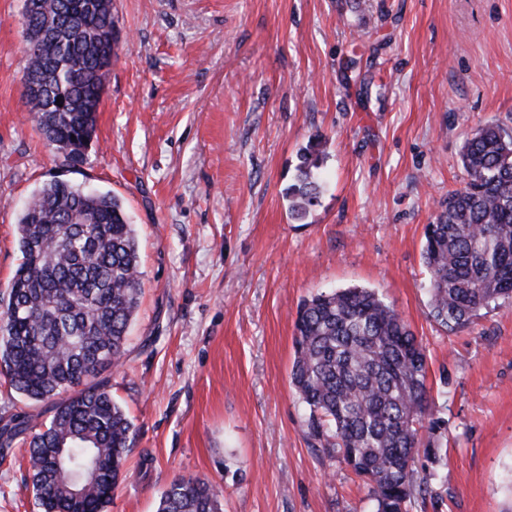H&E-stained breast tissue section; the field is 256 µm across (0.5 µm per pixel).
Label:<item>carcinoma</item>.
<instances>
[{"instance_id":"1","label":"carcinoma","mask_w":512,"mask_h":512,"mask_svg":"<svg viewBox=\"0 0 512 512\" xmlns=\"http://www.w3.org/2000/svg\"><path fill=\"white\" fill-rule=\"evenodd\" d=\"M22 22L29 53L25 105L76 167L95 132L116 56L112 0H32ZM321 142L303 150L286 198L300 220L315 205ZM466 186L425 226L423 263L432 317L461 328L512 300V135L486 126L468 138ZM22 262L0 306V375L18 394L52 404L49 422L0 417V450L28 443L39 512H105L123 477L133 424L101 375L121 364L141 293L139 246L117 196L53 179L17 223ZM290 382L308 409L311 439L364 481L375 512H407L426 498L417 480L421 430L436 417L428 363L410 326L369 288L317 293L295 321ZM213 483L177 477L156 512H221Z\"/></svg>"}]
</instances>
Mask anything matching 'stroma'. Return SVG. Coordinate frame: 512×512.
Listing matches in <instances>:
<instances>
[{
	"label": "stroma",
	"instance_id": "stroma-1",
	"mask_svg": "<svg viewBox=\"0 0 512 512\" xmlns=\"http://www.w3.org/2000/svg\"><path fill=\"white\" fill-rule=\"evenodd\" d=\"M112 3L117 56L73 172L24 104V0H0V299L52 179L118 196L139 242L109 376L135 433L107 512H156L181 476L220 487L224 512H374L290 383L300 302L353 286L409 324L445 422L444 465L417 463L440 501L408 512H512V304L441 326L421 256L468 181L465 140L512 133V0ZM315 138L321 193L297 221L285 192ZM26 450L0 457V512H37Z\"/></svg>",
	"mask_w": 512,
	"mask_h": 512
}]
</instances>
